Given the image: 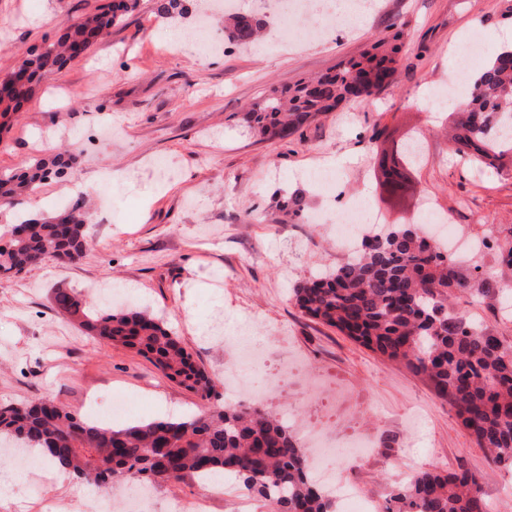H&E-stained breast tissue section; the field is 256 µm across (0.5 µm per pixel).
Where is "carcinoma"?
Masks as SVG:
<instances>
[{
    "instance_id": "cac0c4a2",
    "label": "carcinoma",
    "mask_w": 512,
    "mask_h": 512,
    "mask_svg": "<svg viewBox=\"0 0 512 512\" xmlns=\"http://www.w3.org/2000/svg\"><path fill=\"white\" fill-rule=\"evenodd\" d=\"M139 0H111L88 14L55 42L20 54L29 81L62 71L75 46L90 52L136 9ZM257 15L224 17V34L248 46L262 37ZM404 33L379 41L373 52L339 64L333 72L273 88L244 114L262 139H285L317 116L332 112L349 95L363 100L393 78ZM27 96L0 98V118L21 110ZM512 50L498 52L471 77L470 96L454 123L455 152L480 170H499L512 154ZM76 149L31 158L0 172V205H13L76 161ZM90 212L80 198L53 217L0 225V279H8L48 258L74 262L91 249ZM498 274L463 267L429 240L421 224H398L362 241L360 253L319 271L293 288L300 311L425 377L456 411L496 465L512 467V344L453 309L455 290L508 303L512 243L501 246ZM57 312L91 336L135 350L167 378L209 400L216 384L193 360L178 337L146 311L101 309L63 290L54 295ZM0 435L39 452L81 482L109 490L119 481L164 482L201 474L228 473L270 512H335L332 500L310 477L305 449L290 429L259 406H214L188 419L123 426L92 424L50 397L0 406ZM384 512H490L477 475L419 470L386 498Z\"/></svg>"
}]
</instances>
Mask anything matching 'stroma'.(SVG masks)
I'll list each match as a JSON object with an SVG mask.
<instances>
[{
  "mask_svg": "<svg viewBox=\"0 0 512 512\" xmlns=\"http://www.w3.org/2000/svg\"><path fill=\"white\" fill-rule=\"evenodd\" d=\"M109 0H0V77L19 53L55 41L82 16ZM199 0L176 19L159 16L156 0L140 5L90 54L37 83L31 99L0 129V171L45 157L73 143L79 163L69 175L42 185L15 209L0 208V224L18 213L53 214L89 187H101L108 168L122 185L106 187L111 206L89 224L91 249L68 265L47 261L0 283V403L48 396L82 418L100 416L102 402L125 398L130 421L160 411L179 417L223 404L206 401L166 378L146 358L90 336L55 308L56 290L107 302L100 284L129 295L126 308L162 319L195 361L220 377L228 358L224 338L246 331L287 336L310 369L344 381L350 395L327 414L320 399L266 393V370L250 368L242 403L271 411L288 406L303 419L340 428L389 419L383 448L358 462L347 478L362 494L384 502L404 469L399 449L412 447L422 469H467L479 479L493 512H512V470L493 465L445 400L423 376L387 360L340 331L303 316L295 286L346 256L313 221L327 194L337 206L358 200L382 223L401 224L414 205L391 206L376 187L377 150L420 137L426 149L415 173L418 193L476 238L512 233V158L494 175H480L448 145L443 113L431 92L446 82L459 44L483 42L485 57L512 43V17L503 0H371L372 10L349 28L318 42L252 46L225 43L223 53L169 51L177 34L192 29ZM405 36L393 79L367 101H348L285 140H263L243 123V110L272 85L294 83L360 56L395 31ZM64 122L71 142L42 138L44 127ZM112 123L111 140L99 127ZM299 199L300 215L281 204ZM456 309L512 344V317L463 293ZM17 481L0 490V512H38L53 501L62 512H170L172 501L192 505L197 480L155 484L147 500L127 486L100 494L73 476L57 480L52 467L23 468L10 461Z\"/></svg>",
  "mask_w": 512,
  "mask_h": 512,
  "instance_id": "stroma-1",
  "label": "stroma"
}]
</instances>
